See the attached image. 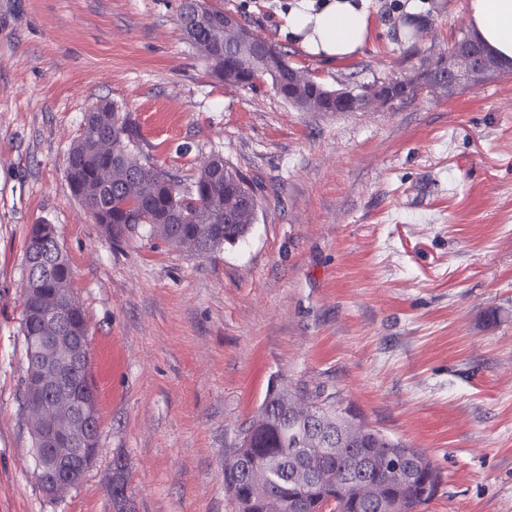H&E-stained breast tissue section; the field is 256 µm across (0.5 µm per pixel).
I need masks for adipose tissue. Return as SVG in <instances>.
Returning a JSON list of instances; mask_svg holds the SVG:
<instances>
[{
  "label": "adipose tissue",
  "mask_w": 512,
  "mask_h": 512,
  "mask_svg": "<svg viewBox=\"0 0 512 512\" xmlns=\"http://www.w3.org/2000/svg\"><path fill=\"white\" fill-rule=\"evenodd\" d=\"M473 36L493 56L512 62V0H469ZM288 31L308 55L331 61L356 54L369 33L365 0H298Z\"/></svg>",
  "instance_id": "1"
}]
</instances>
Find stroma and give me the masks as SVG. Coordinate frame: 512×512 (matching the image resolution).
<instances>
[{"instance_id":"stroma-1","label":"stroma","mask_w":512,"mask_h":512,"mask_svg":"<svg viewBox=\"0 0 512 512\" xmlns=\"http://www.w3.org/2000/svg\"><path fill=\"white\" fill-rule=\"evenodd\" d=\"M419 11L409 14V2ZM327 85L385 82L413 27L447 55L467 0H368L355 56L285 31L288 0H216ZM179 0H0V512H233L224 450L270 380L323 384L441 484L423 512H512V73L368 112H301L270 86L215 84ZM126 107L190 185L219 154L261 188L245 243L197 258L117 246L65 168L89 108ZM57 228L91 327L96 465L66 497L34 473L20 380L24 248Z\"/></svg>"}]
</instances>
